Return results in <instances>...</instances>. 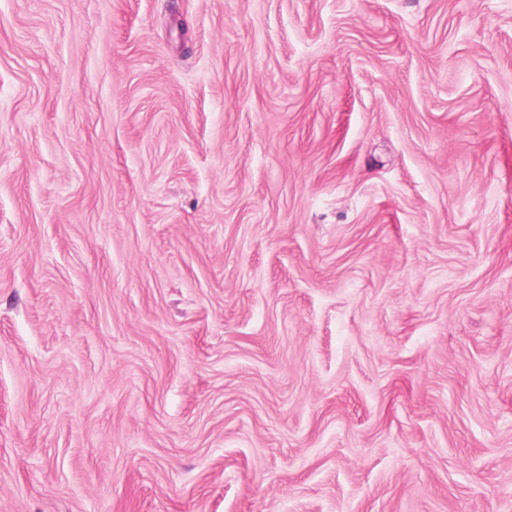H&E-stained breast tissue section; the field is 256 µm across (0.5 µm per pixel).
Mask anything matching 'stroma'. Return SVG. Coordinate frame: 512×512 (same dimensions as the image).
Listing matches in <instances>:
<instances>
[{
	"label": "stroma",
	"instance_id": "35a3bbf8",
	"mask_svg": "<svg viewBox=\"0 0 512 512\" xmlns=\"http://www.w3.org/2000/svg\"><path fill=\"white\" fill-rule=\"evenodd\" d=\"M0 512H512V0H0Z\"/></svg>",
	"mask_w": 512,
	"mask_h": 512
}]
</instances>
